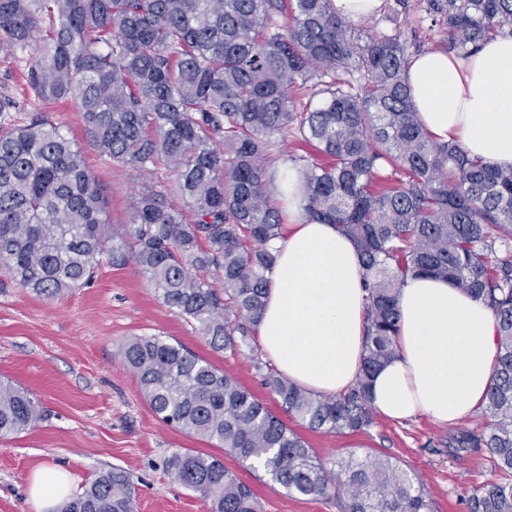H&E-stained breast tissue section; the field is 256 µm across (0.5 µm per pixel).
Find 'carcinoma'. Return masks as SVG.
I'll return each mask as SVG.
<instances>
[{
  "label": "carcinoma",
  "instance_id": "carcinoma-1",
  "mask_svg": "<svg viewBox=\"0 0 512 512\" xmlns=\"http://www.w3.org/2000/svg\"><path fill=\"white\" fill-rule=\"evenodd\" d=\"M421 2L454 56L512 35V0ZM45 15L52 25L27 68L35 95L74 100L112 164L164 163L191 219L146 188L130 222L109 228L103 186L60 126L39 115L0 128V270L56 299L90 284L102 264L132 258L213 349L249 350L261 385L293 421L341 435L373 423L372 378L397 352L399 288L420 275L449 279L498 320L481 430L456 437L460 448H487L497 477L473 488L467 512H512V168L439 143L423 127L401 32L356 36L333 0H0V49L29 45ZM298 90L310 92L300 111ZM290 134L331 158L289 156L304 216L350 237L366 272L361 369L339 395L299 388L262 359L255 340L271 243L282 237L267 168ZM116 357L160 422L261 467L290 494L332 500L337 512H436L390 460L351 455L327 467L233 376L178 343L133 336ZM40 417L27 391L0 380L1 439ZM167 473L210 512H262L219 456L178 450ZM134 492L126 471H101L60 512H136Z\"/></svg>",
  "mask_w": 512,
  "mask_h": 512
}]
</instances>
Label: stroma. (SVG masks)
<instances>
[{
	"label": "stroma",
	"instance_id": "35a3bbf8",
	"mask_svg": "<svg viewBox=\"0 0 512 512\" xmlns=\"http://www.w3.org/2000/svg\"><path fill=\"white\" fill-rule=\"evenodd\" d=\"M385 33L402 32L413 49L440 48L444 34L421 11L419 0L393 16L377 15L353 23ZM32 47L0 50V97L14 107L0 114V126L12 127L45 114L61 125L80 149L86 166L108 195L106 222L128 223L144 186L166 192L169 205L183 210L165 165L148 170L112 166L88 137L75 103L48 102L30 90L26 71ZM159 334L233 375L272 413L281 408L263 388L248 352L213 349L195 324L170 311L156 296L135 262L100 267L92 284L54 300H46L7 282L0 288V379L27 390L39 404L41 418L29 430L0 439V512H34L27 488L32 472L42 466L68 471L74 489L91 482L99 471L119 468L136 486L137 512H209L198 494L172 483L165 464L183 448L211 451V444L162 425L142 397L134 375L116 358L120 343L136 335ZM477 415L453 425L419 415L392 420L375 415L371 426L347 435L301 429V436L327 464L348 457H386L419 475L437 512H466L464 499L472 487L495 473L488 449L457 447L460 432L477 429ZM225 465L252 484L264 512H336L322 498L288 494L272 486L262 472L232 457Z\"/></svg>",
	"mask_w": 512,
	"mask_h": 512
}]
</instances>
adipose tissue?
Segmentation results:
<instances>
[{
	"instance_id": "ef3b65f1",
	"label": "adipose tissue",
	"mask_w": 512,
	"mask_h": 512,
	"mask_svg": "<svg viewBox=\"0 0 512 512\" xmlns=\"http://www.w3.org/2000/svg\"><path fill=\"white\" fill-rule=\"evenodd\" d=\"M409 82L425 127L471 155L512 167V35L467 58L441 50L413 57ZM288 218L257 324L261 348L278 371L316 394L337 395L356 380L365 317L364 269L354 242L332 224L303 215V189L280 170ZM397 353L376 373L372 406L394 420L418 414L455 423L482 405L497 356V320L481 300L450 281L407 279L397 296ZM72 480L56 466L35 470V512H59Z\"/></svg>"
}]
</instances>
